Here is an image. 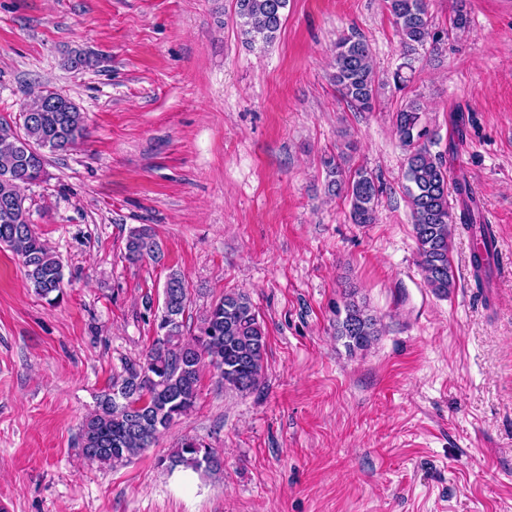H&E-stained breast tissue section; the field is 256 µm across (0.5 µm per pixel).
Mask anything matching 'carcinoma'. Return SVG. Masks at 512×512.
Returning a JSON list of instances; mask_svg holds the SVG:
<instances>
[{"mask_svg": "<svg viewBox=\"0 0 512 512\" xmlns=\"http://www.w3.org/2000/svg\"><path fill=\"white\" fill-rule=\"evenodd\" d=\"M288 0H235V22L246 43L268 44L280 30ZM388 9L400 36L405 57L428 42H437L432 31L429 0H388ZM333 79L341 96L360 111L376 102L378 78L368 42L357 34L341 37L333 57ZM22 131L0 122V246L22 261L28 284L49 302L60 298L63 265L34 230L28 219L24 185L45 176L44 149L66 151L86 135L84 113L68 97L44 90L24 106ZM395 134L405 150L404 178L418 243L424 281L439 296L454 287L450 249L455 226H461L483 245L472 254V269L479 288L490 287L493 276L489 245L495 240L492 225L484 222L481 206L464 172L454 180L456 206L448 200V166L443 154H433L420 141L428 137L422 125L420 104L412 100L393 117ZM326 188L346 193L355 224H371L378 205L379 186L365 169L346 174L339 158L323 160ZM125 258L137 263L160 257L157 243L146 228L130 233ZM188 288L177 273L163 288V306L154 314L156 337L145 356L126 361L102 393L96 408L82 421L81 453L88 459L116 467L130 461L190 413L199 396L200 365L204 359L220 371L224 388L241 394L260 385L266 350V333L250 297L230 292L211 305L197 326V333L183 339ZM336 319V336L351 350H367L380 334L378 320L350 292ZM173 469L189 468L206 474L222 470L216 451L193 437L181 439L161 459Z\"/></svg>", "mask_w": 512, "mask_h": 512, "instance_id": "1", "label": "carcinoma"}]
</instances>
